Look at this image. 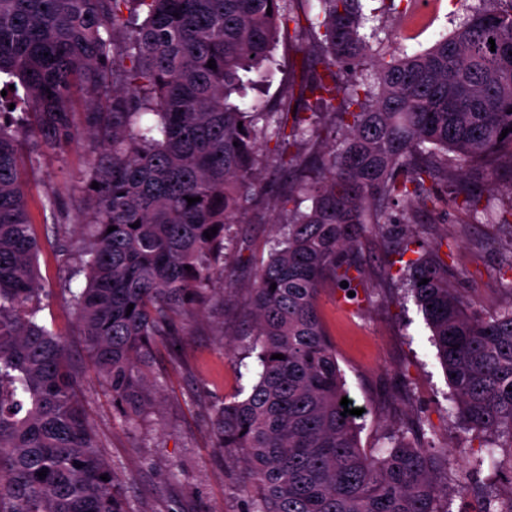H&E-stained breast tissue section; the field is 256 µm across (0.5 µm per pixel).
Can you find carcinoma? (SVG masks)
<instances>
[{
  "label": "carcinoma",
  "mask_w": 512,
  "mask_h": 512,
  "mask_svg": "<svg viewBox=\"0 0 512 512\" xmlns=\"http://www.w3.org/2000/svg\"><path fill=\"white\" fill-rule=\"evenodd\" d=\"M369 21L363 0H0V91L23 90L0 95V512H130L66 342L37 320L39 244L19 139L36 132L51 150L74 140L77 91L89 95L83 130L101 150L61 220L86 225V285L62 293L128 420L156 401L157 341L179 345L184 317L224 277L226 227L263 202L253 187L273 141L274 162L295 177L276 186L282 230L249 286L255 382L212 417L224 454L243 464L246 512H452L451 451L410 441L408 420L376 456L341 415L345 381L317 297L343 281L357 291L361 233L408 223L405 210L395 218L400 202L495 217L482 201L503 168L512 175V0L475 9L414 53L382 50ZM280 45L308 50L322 70L291 68L272 107L232 101L262 85ZM243 72L256 78L245 84ZM322 115L336 137L321 155ZM449 153L461 170L483 168L486 188L455 184L443 197ZM414 244L400 236L392 252L451 387L450 426L490 438L459 470L458 491L478 492L479 512H512L502 462L512 455V305L475 311L441 259L406 258Z\"/></svg>",
  "instance_id": "cac0c4a2"
}]
</instances>
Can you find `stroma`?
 I'll list each match as a JSON object with an SVG mask.
<instances>
[{
    "mask_svg": "<svg viewBox=\"0 0 512 512\" xmlns=\"http://www.w3.org/2000/svg\"><path fill=\"white\" fill-rule=\"evenodd\" d=\"M483 0H434L435 20L416 37H402L401 47L421 51L449 35ZM99 150L96 139L80 135L59 151L47 150L34 134L23 136L20 154L33 158L28 170V207L40 242L37 269L42 288L52 297L40 312L44 324L63 337L80 370L79 391L92 429L105 457L122 474L115 490L132 512H245L239 491L241 463L224 456L211 424L214 404L249 387V367L239 360L253 342L245 316L249 272L278 237L275 221L279 200L272 183L290 178L289 170L267 163L262 211L245 209L242 223L232 225L224 278L217 284L223 304L210 305L189 323L178 351L158 344L153 374L162 396L150 415L131 426L112 401V394L92 364L76 327V317L60 288L84 287V275L69 276L75 250L84 247V228L61 225L63 213L85 188L90 159ZM417 246L448 265L454 288L483 314L512 303V226L476 224L468 214L448 207L442 214L416 213L409 228ZM388 244L380 235L365 234L359 261L362 287L344 299L340 290L325 287L319 310L344 374L358 421L363 447L384 450L389 432L413 420L423 443L457 448V464L480 453L482 439L453 431L448 409L451 390L431 341V331L413 296L405 294Z\"/></svg>",
    "mask_w": 512,
    "mask_h": 512,
    "instance_id": "obj_1",
    "label": "stroma"
}]
</instances>
